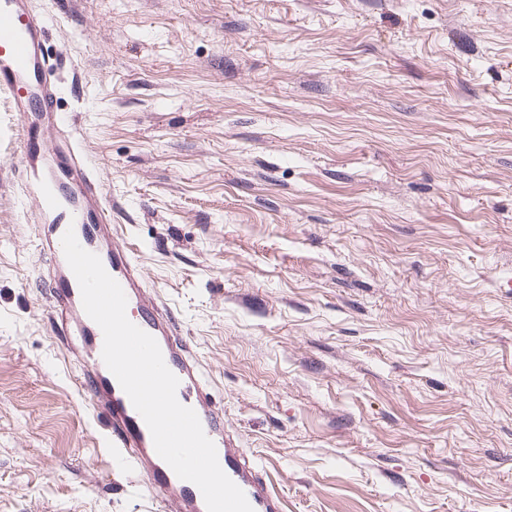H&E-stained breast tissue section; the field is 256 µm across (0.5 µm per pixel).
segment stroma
<instances>
[{
  "label": "stroma",
  "instance_id": "35a3bbf8",
  "mask_svg": "<svg viewBox=\"0 0 512 512\" xmlns=\"http://www.w3.org/2000/svg\"><path fill=\"white\" fill-rule=\"evenodd\" d=\"M122 241L288 512H512V0H33ZM0 101V512H154L42 288Z\"/></svg>",
  "mask_w": 512,
  "mask_h": 512
}]
</instances>
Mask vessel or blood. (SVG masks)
I'll list each match as a JSON object with an SVG mask.
<instances>
[{"label": "vessel or blood", "instance_id": "1", "mask_svg": "<svg viewBox=\"0 0 512 512\" xmlns=\"http://www.w3.org/2000/svg\"><path fill=\"white\" fill-rule=\"evenodd\" d=\"M47 42L48 21L34 10L32 0H0V97L22 123L18 174L37 203L42 227L38 249L51 272L50 314L62 329L67 351L83 363L80 387L104 421L106 443L113 450L105 477L143 476L159 512H207L200 489L180 479L157 454L147 425L102 359L103 333L83 308L62 249L61 238L70 228L122 287L128 319L158 342L166 366L179 380V402L195 410L216 446L221 468L244 491L254 512H287L284 495L226 431L224 412L215 404L189 339L114 233L101 180L69 114L58 109L63 87Z\"/></svg>", "mask_w": 512, "mask_h": 512}]
</instances>
